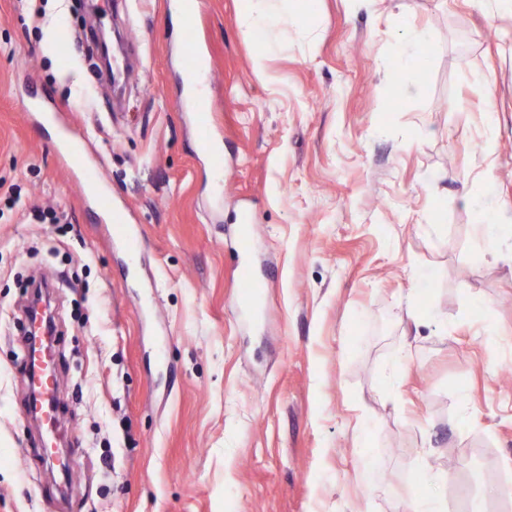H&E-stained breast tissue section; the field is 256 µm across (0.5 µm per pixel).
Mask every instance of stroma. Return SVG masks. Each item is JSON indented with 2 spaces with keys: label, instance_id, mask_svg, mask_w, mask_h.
Returning a JSON list of instances; mask_svg holds the SVG:
<instances>
[{
  "label": "stroma",
  "instance_id": "35a3bbf8",
  "mask_svg": "<svg viewBox=\"0 0 512 512\" xmlns=\"http://www.w3.org/2000/svg\"><path fill=\"white\" fill-rule=\"evenodd\" d=\"M166 2L112 0L107 20L94 0L60 16L0 0V512H399L438 473L448 512H512V237L476 213L490 196L512 218V11L315 0L316 46L281 20L259 68L239 0H194L218 172ZM102 31L137 60L117 92L88 60ZM412 31L434 50L395 73L394 36ZM36 92L59 118L32 122ZM62 124L142 232L137 264L62 163ZM37 272L56 297L65 493L27 416ZM190 94L193 98V87L190 84ZM192 104L193 117L195 127L198 134L199 143L204 151L210 152L217 164V167L222 171V157L219 153L212 150V108L205 96L193 98ZM235 245L236 254L243 262L241 287L243 289L240 293L238 310L241 313L254 312L258 302L259 284L252 276L248 266V260L252 254V242L247 225H240Z\"/></svg>",
  "mask_w": 512,
  "mask_h": 512
}]
</instances>
